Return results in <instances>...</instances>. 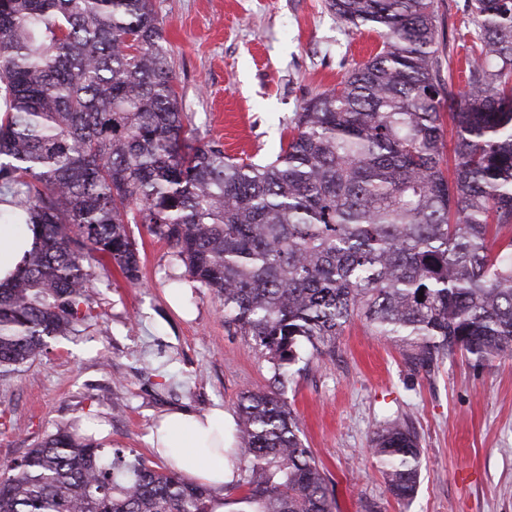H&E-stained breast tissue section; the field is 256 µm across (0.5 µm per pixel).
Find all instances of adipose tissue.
Wrapping results in <instances>:
<instances>
[{
  "instance_id": "adipose-tissue-1",
  "label": "adipose tissue",
  "mask_w": 512,
  "mask_h": 512,
  "mask_svg": "<svg viewBox=\"0 0 512 512\" xmlns=\"http://www.w3.org/2000/svg\"><path fill=\"white\" fill-rule=\"evenodd\" d=\"M34 242L31 225L0 224V282L9 280L19 268L24 251ZM150 443L164 459L174 461L192 480L222 491L233 479L224 464V412L217 409L199 418L175 411L151 433Z\"/></svg>"
}]
</instances>
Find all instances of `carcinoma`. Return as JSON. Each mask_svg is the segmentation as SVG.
I'll list each match as a JSON object with an SVG mask.
<instances>
[{
  "label": "carcinoma",
  "mask_w": 512,
  "mask_h": 512,
  "mask_svg": "<svg viewBox=\"0 0 512 512\" xmlns=\"http://www.w3.org/2000/svg\"><path fill=\"white\" fill-rule=\"evenodd\" d=\"M378 51L305 101L266 164L189 135L153 0H0V189L35 243L0 284V377L97 320L94 283L135 284L132 224L224 297V327L270 364L237 404L239 479L212 488L76 426L0 467V512H335L283 395L359 317L429 375L459 353L512 355V0H465L466 90H445L431 0H325ZM456 129L443 168L441 112ZM371 452L411 500L422 451L404 421ZM238 495L230 497L229 491Z\"/></svg>",
  "instance_id": "cac0c4a2"
}]
</instances>
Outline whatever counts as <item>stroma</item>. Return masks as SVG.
I'll use <instances>...</instances> for the list:
<instances>
[{
	"label": "stroma",
	"mask_w": 512,
	"mask_h": 512,
	"mask_svg": "<svg viewBox=\"0 0 512 512\" xmlns=\"http://www.w3.org/2000/svg\"><path fill=\"white\" fill-rule=\"evenodd\" d=\"M176 90L199 137L227 154L274 159L303 101L336 85L377 50L378 34L336 21L324 0H154ZM436 46L459 69L464 0H434ZM140 281L100 275L86 332L0 378V465L22 458L60 425L108 426L112 446L154 468L149 436L167 413L234 415L246 388L271 370L251 341L224 326V303L186 273L172 249L131 226ZM285 399L301 438L336 483L339 512H512V357L483 366L456 354L433 375H408L397 348L354 320L334 357L295 373ZM418 432L414 498L398 503L370 452L384 420Z\"/></svg>",
	"instance_id": "1"
}]
</instances>
